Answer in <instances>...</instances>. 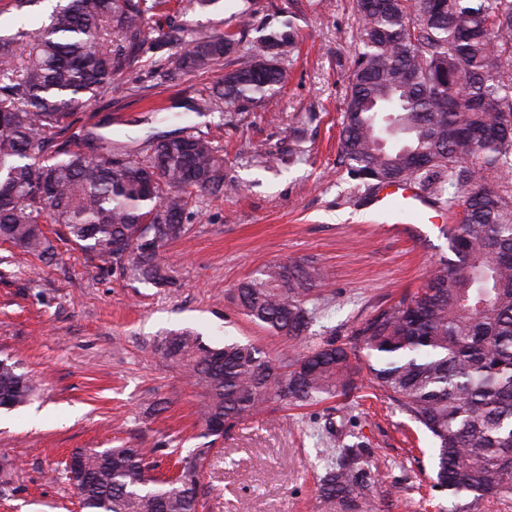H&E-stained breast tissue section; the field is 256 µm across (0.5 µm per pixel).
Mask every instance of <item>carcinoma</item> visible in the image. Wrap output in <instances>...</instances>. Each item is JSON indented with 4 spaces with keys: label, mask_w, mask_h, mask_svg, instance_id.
I'll return each mask as SVG.
<instances>
[{
    "label": "carcinoma",
    "mask_w": 512,
    "mask_h": 512,
    "mask_svg": "<svg viewBox=\"0 0 512 512\" xmlns=\"http://www.w3.org/2000/svg\"><path fill=\"white\" fill-rule=\"evenodd\" d=\"M161 0H56L34 39L0 36V244L40 260L55 256L44 229L138 279L172 284L161 251L186 236L193 200L224 191V156L200 133L155 140L149 152L112 149L99 126H74L75 110L103 98L135 69L149 14ZM360 48L348 77L341 154L374 186L414 180L453 208L450 232L424 288L375 311L348 342L270 357L258 346L206 343L182 330L157 345L160 358L190 375L203 401L195 425L209 436L273 403L305 405L356 388L365 358L382 390L433 444L431 488L463 501L512 494V0H357ZM239 30L192 35L164 59L168 80L222 64ZM293 50L292 31L272 28L256 61L224 74L204 105L243 106L274 97L288 72L273 53ZM493 175L469 184L468 165ZM155 245L148 252L145 243ZM320 269L266 265L235 288L252 323L301 340L316 316ZM37 389L0 359V397L9 409ZM320 478L335 512L370 499L359 448H343ZM152 450L99 448L65 468L83 512H199L205 449L154 473Z\"/></svg>",
    "instance_id": "carcinoma-1"
}]
</instances>
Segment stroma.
Listing matches in <instances>:
<instances>
[{
  "label": "stroma",
  "instance_id": "1",
  "mask_svg": "<svg viewBox=\"0 0 512 512\" xmlns=\"http://www.w3.org/2000/svg\"><path fill=\"white\" fill-rule=\"evenodd\" d=\"M251 24L238 51L214 70L170 81L161 61L180 52L174 28L212 33ZM290 22L294 53L278 56L288 81L272 99L241 108L196 106L225 71L251 63L265 27ZM355 0H224L201 13L189 0L153 11L137 68L78 110L103 125L113 148L140 152L149 139L202 131L224 156L230 194L194 207L190 233L162 253L173 282L154 286L69 244L51 261L0 246V359L19 361L39 388L24 406L0 409V512H79L62 476L76 448L144 443L158 473L176 454L205 448L204 512H331L318 493L328 444L363 451L372 488L366 512H457L432 490L431 439L357 362V388L303 408H275L221 437L195 424L199 394L179 368L161 363L158 341L190 328L206 342L232 336L271 356L294 341L254 325L233 301L237 284L275 263H311L325 274L306 347L348 341L376 310L422 288L449 256L448 225L414 232L369 221L371 185L340 154L348 76L359 46Z\"/></svg>",
  "mask_w": 512,
  "mask_h": 512
}]
</instances>
